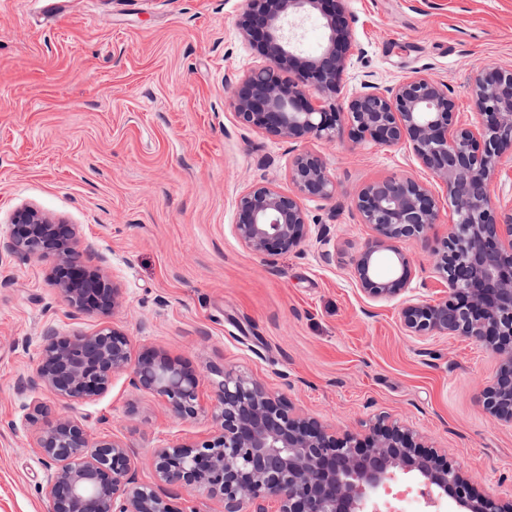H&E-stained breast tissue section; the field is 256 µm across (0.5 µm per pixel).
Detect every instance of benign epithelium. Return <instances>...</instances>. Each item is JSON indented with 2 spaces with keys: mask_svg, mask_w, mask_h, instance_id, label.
<instances>
[{
  "mask_svg": "<svg viewBox=\"0 0 512 512\" xmlns=\"http://www.w3.org/2000/svg\"><path fill=\"white\" fill-rule=\"evenodd\" d=\"M318 11L326 43L317 56L298 53L285 33L288 17ZM237 28L263 64L240 77L232 91L238 123L273 139L306 143L344 132L360 144L408 147L448 193L456 219L434 251L446 294L431 302L412 291L409 260L393 242L425 238L438 219L433 190L410 178L374 181L352 199L374 240L352 260L353 275L372 300L406 297L401 324L409 336H468L500 357L483 390L484 405L512 425V212L499 216L488 186L498 160L512 150V69H485L471 78L479 125L458 120L446 85L419 71L384 89L366 80L343 93V77L358 53L343 0H245ZM293 189L255 183L236 201L235 231L242 247L263 259L288 253L311 233L305 201L328 200L336 182L317 154L304 150L289 167ZM0 252L37 256L53 266V285L77 311L108 315L120 289L82 269L75 231L31 209L18 210ZM394 251V271L377 273L383 251ZM126 373L138 390L161 398L181 419L204 410L199 376L186 364L151 349L135 355L126 334L105 321L90 334L64 336L47 329L36 372L21 389L47 388L70 402L106 392ZM212 390L217 433L200 445L162 444L151 464L156 483L141 484L135 455L116 440L90 442L75 417L40 427L37 447L54 471L43 488L49 512H197L179 502L203 491L223 512H367L371 496L398 475H411L458 512H512V499L481 493L441 448L405 423L378 418L361 433L336 436L319 420L295 412L289 401L242 374L218 371Z\"/></svg>",
  "mask_w": 512,
  "mask_h": 512,
  "instance_id": "obj_1",
  "label": "benign epithelium"
}]
</instances>
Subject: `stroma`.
<instances>
[{
  "label": "stroma",
  "instance_id": "35a3bbf8",
  "mask_svg": "<svg viewBox=\"0 0 512 512\" xmlns=\"http://www.w3.org/2000/svg\"><path fill=\"white\" fill-rule=\"evenodd\" d=\"M244 0H0V237L29 207L73 225L87 270L113 280L112 320L134 350L153 348L191 366L201 398L220 367L284 394L296 411L337 432L365 430L378 415L401 419L485 495L512 497V426L483 407L497 357L466 336L421 340L400 323L403 298L374 301L352 259L374 237L353 195L370 182L409 176L435 191L439 218L425 239L400 242L415 297L446 283L434 251L453 207L403 146L347 137L312 140L336 196L307 202L313 230L288 254L265 260L234 231L236 200L269 181L289 190L298 144L239 125L231 87L261 58L241 39ZM359 52L345 90L364 79L396 84L420 71L448 87L462 121H479L471 75L512 68V0H344ZM52 266L0 255V512H47L51 473L28 420L33 401L50 417L77 415L91 441L117 438L153 483L159 443L210 439V413L184 421L126 375L71 404L49 391L23 393L46 329L94 332L102 317L67 306Z\"/></svg>",
  "mask_w": 512,
  "mask_h": 512
}]
</instances>
